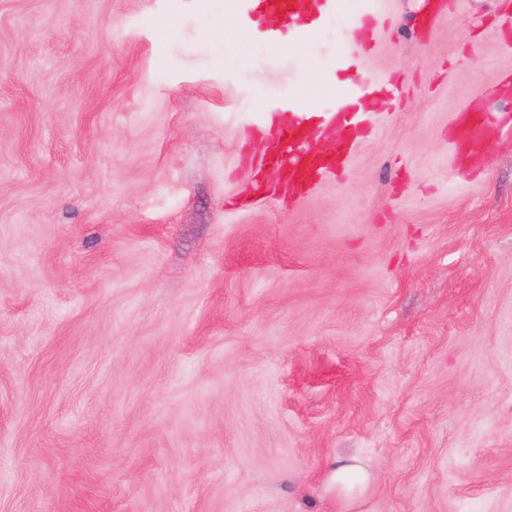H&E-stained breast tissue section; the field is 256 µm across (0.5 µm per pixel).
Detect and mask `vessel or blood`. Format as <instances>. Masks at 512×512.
<instances>
[{
	"instance_id": "b4317fda",
	"label": "vessel or blood",
	"mask_w": 512,
	"mask_h": 512,
	"mask_svg": "<svg viewBox=\"0 0 512 512\" xmlns=\"http://www.w3.org/2000/svg\"><path fill=\"white\" fill-rule=\"evenodd\" d=\"M337 2L234 0L233 19L238 30L281 49L289 39L312 34L322 17L335 11ZM390 25L391 18L381 0H362L355 41L367 44L380 29ZM324 83L332 99L328 107L310 105L304 96L296 94L270 102L250 127L251 141L263 151L272 172L287 171L288 182L293 186H310L321 175L345 164L351 152L346 133L349 127L367 126L373 99L383 80L366 72L362 56L352 51L336 59ZM506 122V117L500 115L477 122L470 114L461 113L454 125L464 133L467 147L473 148ZM316 140L324 142V151L310 149V142Z\"/></svg>"
}]
</instances>
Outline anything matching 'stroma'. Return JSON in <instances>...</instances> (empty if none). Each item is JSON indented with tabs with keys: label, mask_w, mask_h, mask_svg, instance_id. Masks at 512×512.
Masks as SVG:
<instances>
[{
	"label": "stroma",
	"mask_w": 512,
	"mask_h": 512,
	"mask_svg": "<svg viewBox=\"0 0 512 512\" xmlns=\"http://www.w3.org/2000/svg\"><path fill=\"white\" fill-rule=\"evenodd\" d=\"M227 0H0V512H512V0H383L401 79L339 172L254 199L277 50ZM509 122L510 117L500 115H492L476 122L469 113H459L453 125L465 133L467 147L473 148L480 146L492 133H497Z\"/></svg>",
	"instance_id": "obj_1"
}]
</instances>
